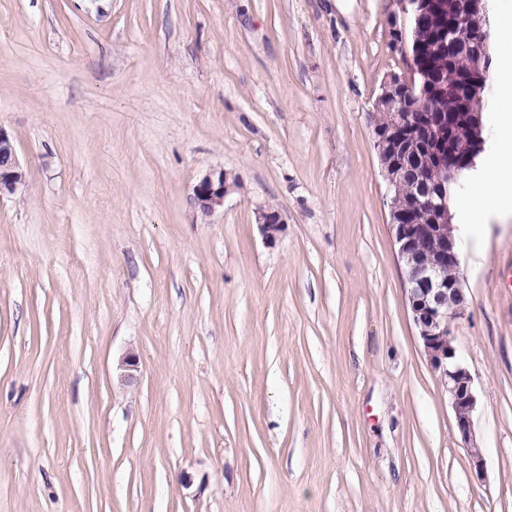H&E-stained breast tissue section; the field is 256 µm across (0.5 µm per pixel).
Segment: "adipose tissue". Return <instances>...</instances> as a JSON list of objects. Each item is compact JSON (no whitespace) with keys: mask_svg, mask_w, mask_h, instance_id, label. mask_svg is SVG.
<instances>
[{"mask_svg":"<svg viewBox=\"0 0 512 512\" xmlns=\"http://www.w3.org/2000/svg\"><path fill=\"white\" fill-rule=\"evenodd\" d=\"M499 97L501 110L498 154L492 165L474 180L464 197L456 200L458 210L469 216H484L500 210L512 214V52L500 57Z\"/></svg>","mask_w":512,"mask_h":512,"instance_id":"obj_1","label":"adipose tissue"}]
</instances>
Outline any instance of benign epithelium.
Wrapping results in <instances>:
<instances>
[{
  "mask_svg": "<svg viewBox=\"0 0 512 512\" xmlns=\"http://www.w3.org/2000/svg\"><path fill=\"white\" fill-rule=\"evenodd\" d=\"M405 12L418 21L431 12L455 17L454 38L463 51L477 50L486 42L484 16L487 0H403ZM457 96L465 101L485 85L481 68L448 71ZM424 99L413 94V81L391 74L384 80L375 106L385 107L384 120L371 116L374 147L378 155L391 157L381 167L388 185L387 206L390 229L397 257L403 263L407 297L413 324L421 340L424 354L432 369L439 373L448 392L455 429L466 448L470 467L479 481L485 477V460L477 445L473 416L477 407L474 376L460 360L455 346V321L467 308V295L457 246V225L447 195L436 192L423 177L418 148L425 136L412 123L413 110L422 107ZM435 122L429 131L448 146L437 154L436 162L444 179L455 182L463 169L461 148L447 140L449 134L439 131ZM408 182L407 200L398 205L396 187ZM26 186L25 171L20 163L13 138L0 127V197L14 195ZM240 186L239 178L224 169L202 176L192 188L191 205L202 218L212 216L224 207V200ZM422 214L427 222L411 221ZM257 224L265 239L274 241L285 221L281 213L270 207L259 208Z\"/></svg>",
  "mask_w": 512,
  "mask_h": 512,
  "instance_id": "7a95c632",
  "label": "benign epithelium"
}]
</instances>
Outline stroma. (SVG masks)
I'll return each mask as SVG.
<instances>
[{
	"mask_svg": "<svg viewBox=\"0 0 512 512\" xmlns=\"http://www.w3.org/2000/svg\"><path fill=\"white\" fill-rule=\"evenodd\" d=\"M394 25L399 0H0L26 172L0 199V512H512V218L458 222L480 483L372 138L412 69ZM220 168L240 188L194 218ZM239 186V178L224 169L206 173L192 188L190 199L196 217L208 218L223 209L226 197ZM256 220L265 239L269 242L274 241L285 224L281 213L270 206L260 207L257 211Z\"/></svg>",
	"mask_w": 512,
	"mask_h": 512,
	"instance_id": "stroma-1",
	"label": "stroma"
}]
</instances>
